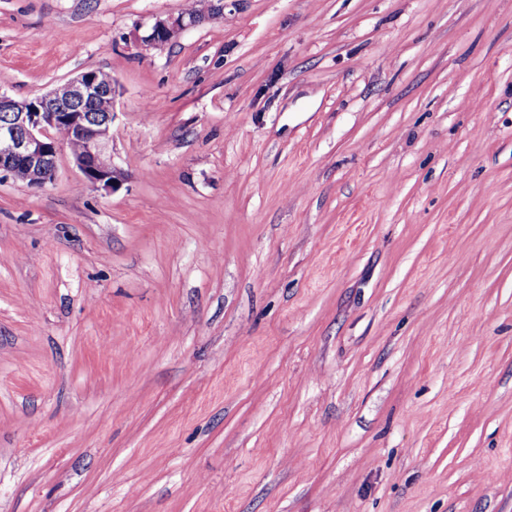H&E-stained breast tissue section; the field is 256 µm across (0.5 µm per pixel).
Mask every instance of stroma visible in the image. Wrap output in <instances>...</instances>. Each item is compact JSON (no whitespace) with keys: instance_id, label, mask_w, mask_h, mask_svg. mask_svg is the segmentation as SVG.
I'll list each match as a JSON object with an SVG mask.
<instances>
[{"instance_id":"1","label":"stroma","mask_w":512,"mask_h":512,"mask_svg":"<svg viewBox=\"0 0 512 512\" xmlns=\"http://www.w3.org/2000/svg\"><path fill=\"white\" fill-rule=\"evenodd\" d=\"M186 3L0 0L123 174L0 181V512H512V0ZM185 13L194 17H189ZM223 15V0H214L213 2L212 0H188L184 13L181 12L176 16L167 18H153V21L147 26L145 34L140 36V42L145 47H161L171 44L186 29L194 27L206 19L223 17ZM202 16H204L202 19L196 18Z\"/></svg>"}]
</instances>
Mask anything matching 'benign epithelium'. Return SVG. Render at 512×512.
I'll list each match as a JSON object with an SVG mask.
<instances>
[{
    "label": "benign epithelium",
    "instance_id": "7a95c632",
    "mask_svg": "<svg viewBox=\"0 0 512 512\" xmlns=\"http://www.w3.org/2000/svg\"><path fill=\"white\" fill-rule=\"evenodd\" d=\"M201 20L185 13L155 18L140 37L145 47L175 42ZM114 83L101 84L95 73L83 71L48 92L18 100L0 92V178H13L42 188L56 175L60 146L57 130L66 128L84 144L72 159L83 182L111 191L120 171L113 161L103 162L116 119Z\"/></svg>",
    "mask_w": 512,
    "mask_h": 512
}]
</instances>
